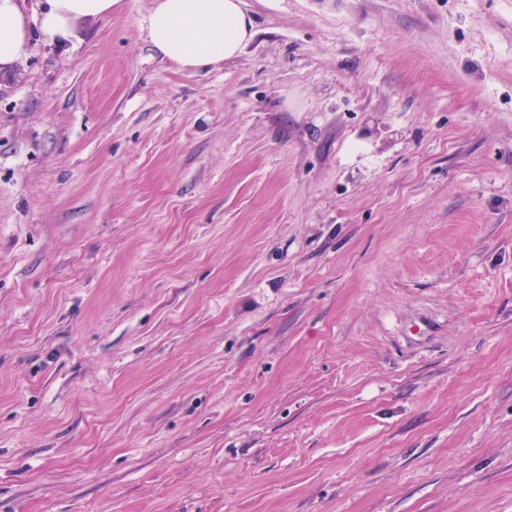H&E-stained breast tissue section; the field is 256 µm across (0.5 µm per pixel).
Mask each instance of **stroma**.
Instances as JSON below:
<instances>
[{"label": "stroma", "mask_w": 512, "mask_h": 512, "mask_svg": "<svg viewBox=\"0 0 512 512\" xmlns=\"http://www.w3.org/2000/svg\"><path fill=\"white\" fill-rule=\"evenodd\" d=\"M0 81V512H512V0H153ZM148 39L164 59L200 69L238 56L254 37L243 0H154Z\"/></svg>", "instance_id": "35a3bbf8"}]
</instances>
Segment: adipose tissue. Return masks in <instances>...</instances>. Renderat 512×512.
<instances>
[{"instance_id":"adipose-tissue-1","label":"adipose tissue","mask_w":512,"mask_h":512,"mask_svg":"<svg viewBox=\"0 0 512 512\" xmlns=\"http://www.w3.org/2000/svg\"><path fill=\"white\" fill-rule=\"evenodd\" d=\"M117 0H47L41 33L51 42L68 39L76 21L108 15ZM148 39L163 58L200 69L238 56L254 36L242 0H155ZM28 33L19 0H0V73L25 55Z\"/></svg>"}]
</instances>
